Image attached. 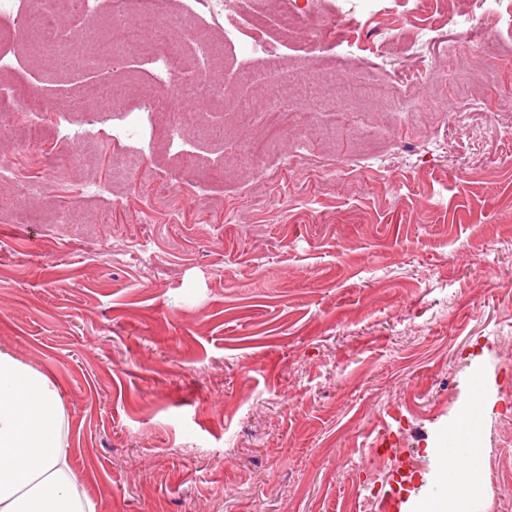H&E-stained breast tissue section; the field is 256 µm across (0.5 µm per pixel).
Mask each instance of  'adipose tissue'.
Segmentation results:
<instances>
[{
    "label": "adipose tissue",
    "instance_id": "1",
    "mask_svg": "<svg viewBox=\"0 0 512 512\" xmlns=\"http://www.w3.org/2000/svg\"><path fill=\"white\" fill-rule=\"evenodd\" d=\"M55 382L0 350V512H98L78 484Z\"/></svg>",
    "mask_w": 512,
    "mask_h": 512
}]
</instances>
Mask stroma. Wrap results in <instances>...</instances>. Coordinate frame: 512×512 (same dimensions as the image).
I'll use <instances>...</instances> for the list:
<instances>
[{
  "instance_id": "stroma-1",
  "label": "stroma",
  "mask_w": 512,
  "mask_h": 512,
  "mask_svg": "<svg viewBox=\"0 0 512 512\" xmlns=\"http://www.w3.org/2000/svg\"><path fill=\"white\" fill-rule=\"evenodd\" d=\"M481 2L262 0L272 20L302 12L298 35L249 83L231 82L230 50L205 76L256 101L249 122L202 96L179 139L116 138L111 115L86 122L96 103L70 109L101 81L139 107L145 62L62 67L24 36L0 45L16 60L0 87L44 129L24 174H51L35 196L0 180V349L56 383L100 512H406L440 471L433 448L469 432L487 512H512V0L496 18ZM189 5L155 16L223 44L222 17ZM97 12L115 39L141 17L133 0ZM463 13L485 67L460 122L438 46ZM433 19L419 55L390 53ZM299 67L362 88L309 100ZM282 104L287 133L250 157ZM475 377L487 403L463 428Z\"/></svg>"
}]
</instances>
